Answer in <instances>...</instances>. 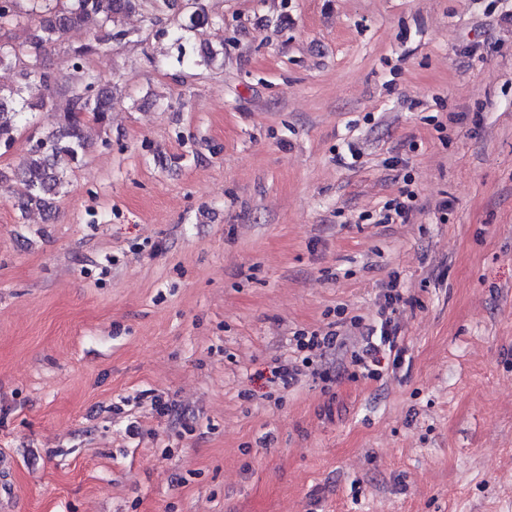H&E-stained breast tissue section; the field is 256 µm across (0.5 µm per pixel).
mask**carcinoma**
Segmentation results:
<instances>
[{
  "label": "carcinoma",
  "mask_w": 512,
  "mask_h": 512,
  "mask_svg": "<svg viewBox=\"0 0 512 512\" xmlns=\"http://www.w3.org/2000/svg\"><path fill=\"white\" fill-rule=\"evenodd\" d=\"M142 0H0V31L11 27L27 31L21 45L0 38V69L20 68L25 86L0 85V147H10L16 122L33 112H55L57 126L51 131L34 129L30 146L15 177L26 192L15 202L20 212L47 207V197L63 192L68 175L86 153V128L105 127L112 112V88L100 84L88 68L98 46L120 42L130 35L114 29L120 16L134 11ZM193 11L190 27L210 23L202 0H188ZM97 29L95 41L69 43L72 31L88 26ZM62 51V66L70 80L61 84L53 56Z\"/></svg>",
  "instance_id": "1"
}]
</instances>
